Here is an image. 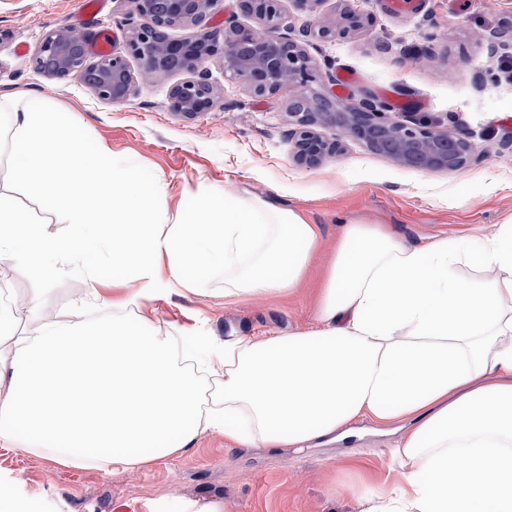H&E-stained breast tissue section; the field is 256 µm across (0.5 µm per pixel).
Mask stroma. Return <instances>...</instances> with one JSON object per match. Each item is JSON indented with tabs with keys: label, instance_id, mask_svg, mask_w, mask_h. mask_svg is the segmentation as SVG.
I'll use <instances>...</instances> for the list:
<instances>
[{
	"label": "stroma",
	"instance_id": "stroma-1",
	"mask_svg": "<svg viewBox=\"0 0 512 512\" xmlns=\"http://www.w3.org/2000/svg\"><path fill=\"white\" fill-rule=\"evenodd\" d=\"M82 0H0V93H22L68 113L91 148L128 162L141 181L162 180L170 213L189 212L200 194L231 189L246 197L275 198L300 211L320 230L311 268L319 275L336 245L342 219L385 224L405 243L436 236H482L512 216V73L503 68L512 49H494V36L512 21V0H361L369 26L347 36L309 43L333 94L351 99L338 80L360 76L357 89L383 102L398 99L399 119L427 113L443 130L469 137L473 160L459 171H426L396 164L360 142L342 140L343 152L305 168L291 157L290 93L254 97L224 76L221 59L207 69L223 95V110L186 119L168 108L176 72L142 82L125 104L101 101L80 75L53 78L37 72L32 55L46 32L72 28ZM129 0H104L88 42L111 36V50L125 54V33L138 24ZM206 292L156 301L145 313L161 327L200 320L217 338L236 334L278 336L313 322L311 287L279 298L228 303L224 275L213 274ZM0 291L16 301L39 296L44 312L62 317L88 299L85 272L44 284L0 270ZM358 436L343 444L309 448H238L223 433L208 432L185 451L142 471L64 467L47 451L0 447V512H182L190 501H223L224 512H362L359 488H384L401 478L389 449L396 434L358 423Z\"/></svg>",
	"mask_w": 512,
	"mask_h": 512
}]
</instances>
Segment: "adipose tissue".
<instances>
[{
  "label": "adipose tissue",
  "instance_id": "obj_1",
  "mask_svg": "<svg viewBox=\"0 0 512 512\" xmlns=\"http://www.w3.org/2000/svg\"><path fill=\"white\" fill-rule=\"evenodd\" d=\"M14 179L77 234L57 237L0 192V264L49 282L92 244L108 317L42 315L19 331L0 314V446L45 442L64 466L138 470L209 431L243 447L300 448L368 419L412 421L391 450L401 481L364 512H512V224L490 236L405 244L382 224L341 221L318 284L313 328L210 336L201 323L152 328L143 307L201 293L224 273L225 301L293 294L320 236L272 199L200 196L170 214L161 181L89 150L50 105L0 94ZM477 264L479 274L461 269ZM136 281L113 289L106 280Z\"/></svg>",
  "mask_w": 512,
  "mask_h": 512
}]
</instances>
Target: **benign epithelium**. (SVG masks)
<instances>
[{"instance_id":"7a95c632","label":"benign epithelium","mask_w":512,"mask_h":512,"mask_svg":"<svg viewBox=\"0 0 512 512\" xmlns=\"http://www.w3.org/2000/svg\"><path fill=\"white\" fill-rule=\"evenodd\" d=\"M146 22L126 33L127 55L142 64L145 81L175 72L192 77L172 86L171 112L193 118L224 108L221 93L212 84L207 64L221 58L224 75L256 97L273 96L290 88L298 90L289 105L292 157L302 167H317L342 152L341 143L329 141L322 130L335 127L363 142L399 165L422 170L457 171L473 159L469 139L418 118L396 120L388 107L364 93L354 102L327 92L317 67L305 49L313 40L345 36L369 23V17L342 0L344 8L332 23L316 14L320 0H296L310 13V20L292 38L281 33L285 16L281 0H239L254 28H212L207 19L224 10V0H128ZM193 27L192 36L176 39L169 30ZM35 70L50 77L79 74L95 95L112 104L128 102L137 92L126 55L112 54L89 61L87 42L67 28L46 34L34 55Z\"/></svg>"}]
</instances>
